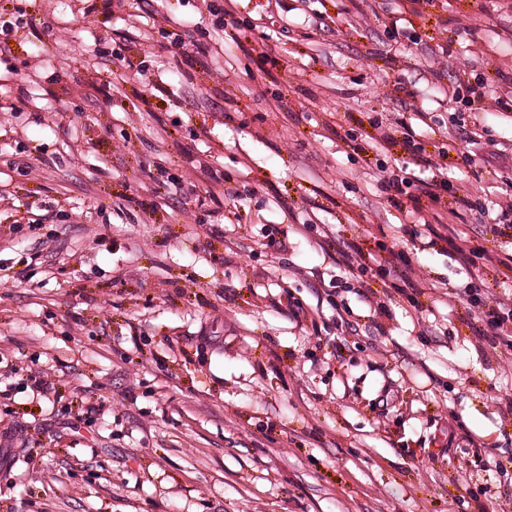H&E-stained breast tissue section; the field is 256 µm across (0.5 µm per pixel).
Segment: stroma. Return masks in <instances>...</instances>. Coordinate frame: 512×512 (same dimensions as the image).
Segmentation results:
<instances>
[{"instance_id": "obj_1", "label": "stroma", "mask_w": 512, "mask_h": 512, "mask_svg": "<svg viewBox=\"0 0 512 512\" xmlns=\"http://www.w3.org/2000/svg\"><path fill=\"white\" fill-rule=\"evenodd\" d=\"M510 97L512 0H0V512H512V281L383 187L512 251ZM385 181L388 182L390 188H393L395 190V195H393L392 197L389 198L390 202L393 205H395L396 207H399V208L403 207L404 202L401 199L397 198L396 194L398 196L407 195L406 199L409 200L411 203V204L407 203L405 205V210H407V213H412V214H414V213L422 214L423 213V207H421L418 204V201L412 195H409V193L402 187V185H405L406 187H408L406 178L396 175L395 172L393 171L391 174V177L385 179ZM409 205L412 206L411 209L407 208ZM482 306L485 310H480L478 315L468 311L470 318L477 323L483 324L477 325L470 322L475 333L484 336L490 331L492 332L491 336H494L495 340L498 339V344H502L508 350H512V308L507 309V306L501 303L491 306L484 303ZM508 322H510V325L507 324Z\"/></svg>"}]
</instances>
